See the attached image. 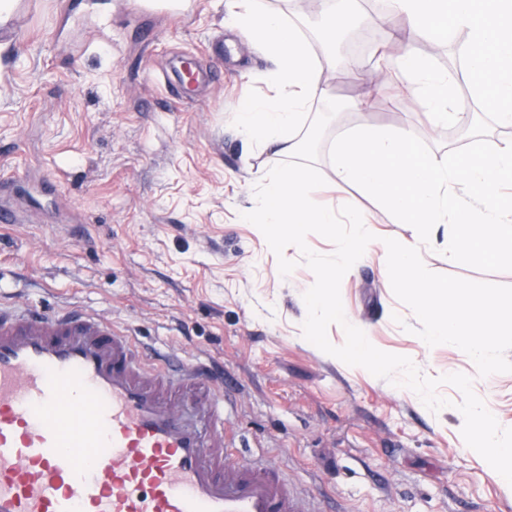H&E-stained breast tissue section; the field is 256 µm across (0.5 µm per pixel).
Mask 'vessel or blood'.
I'll return each mask as SVG.
<instances>
[{
  "label": "vessel or blood",
  "mask_w": 512,
  "mask_h": 512,
  "mask_svg": "<svg viewBox=\"0 0 512 512\" xmlns=\"http://www.w3.org/2000/svg\"><path fill=\"white\" fill-rule=\"evenodd\" d=\"M0 512H306L224 446V370L0 298Z\"/></svg>",
  "instance_id": "obj_1"
}]
</instances>
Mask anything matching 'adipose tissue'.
Listing matches in <instances>:
<instances>
[{"label": "adipose tissue", "instance_id": "obj_1", "mask_svg": "<svg viewBox=\"0 0 512 512\" xmlns=\"http://www.w3.org/2000/svg\"><path fill=\"white\" fill-rule=\"evenodd\" d=\"M224 5L230 26L273 64L272 94L242 108L240 127L274 154H300L304 145L294 131L304 113L326 99L321 72L330 58L316 56L302 27L286 20L282 10L260 6L258 0H225ZM389 12L417 36L440 37L439 22L446 17L467 30L473 46L467 59L471 91L486 99L500 122L512 124V0H389ZM395 69L434 120L444 122L456 113V77L437 70L413 45L403 47Z\"/></svg>", "mask_w": 512, "mask_h": 512}]
</instances>
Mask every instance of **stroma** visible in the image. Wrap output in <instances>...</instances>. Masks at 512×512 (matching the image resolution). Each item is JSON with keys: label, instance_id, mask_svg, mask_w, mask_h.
<instances>
[{"label": "stroma", "instance_id": "1", "mask_svg": "<svg viewBox=\"0 0 512 512\" xmlns=\"http://www.w3.org/2000/svg\"><path fill=\"white\" fill-rule=\"evenodd\" d=\"M0 39V204L23 210L0 223V295L45 310L97 312L143 350L224 366V441L233 459L275 461L321 512H512V485L465 448L453 407L432 412L410 389L350 366L307 341L303 300L315 276L300 252L281 276L275 254L245 220L254 175L280 159L246 145L243 105L268 91V64L224 23L220 0H193L183 21L135 0H22ZM184 55L214 70L178 98ZM353 74L323 71L345 109L328 125L316 166L335 167L333 139L363 122L415 129L432 153L467 144L418 107L407 85L378 78L374 55ZM373 91L368 111L352 101ZM372 217L380 238L410 235L363 189L317 193ZM436 273L512 286L422 247ZM344 314L377 349L409 357L426 376L463 373L499 424L512 428V372L487 379L450 344L428 346L408 326L384 254L365 251L340 286Z\"/></svg>", "mask_w": 512, "mask_h": 512}]
</instances>
